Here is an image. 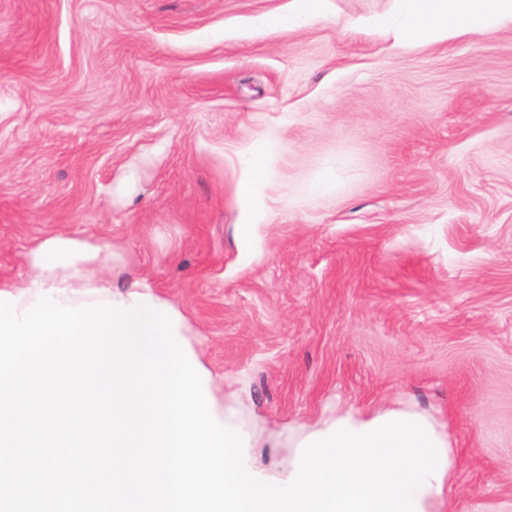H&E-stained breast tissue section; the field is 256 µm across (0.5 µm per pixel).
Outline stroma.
Returning a JSON list of instances; mask_svg holds the SVG:
<instances>
[{
	"mask_svg": "<svg viewBox=\"0 0 512 512\" xmlns=\"http://www.w3.org/2000/svg\"><path fill=\"white\" fill-rule=\"evenodd\" d=\"M0 0V279L42 233L99 240L184 318L216 403L264 435L430 416L453 512H512V27L413 49L394 0ZM273 144L242 248L244 150ZM327 0H292L293 6L284 15H260L252 19V25L259 29L293 31L309 25L319 18Z\"/></svg>",
	"mask_w": 512,
	"mask_h": 512,
	"instance_id": "1",
	"label": "stroma"
}]
</instances>
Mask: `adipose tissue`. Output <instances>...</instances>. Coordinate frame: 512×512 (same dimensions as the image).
<instances>
[{
  "instance_id": "obj_1",
  "label": "adipose tissue",
  "mask_w": 512,
  "mask_h": 512,
  "mask_svg": "<svg viewBox=\"0 0 512 512\" xmlns=\"http://www.w3.org/2000/svg\"><path fill=\"white\" fill-rule=\"evenodd\" d=\"M326 0H292L284 15H260L252 24L259 29L292 31L319 18ZM373 28L392 34L398 47H418L450 41L469 33H490L512 26V0H396L395 10L371 21ZM274 159L272 149L247 150L242 155L248 177L238 189L245 208H253L261 198ZM111 255L97 241L46 233L38 237L28 252L33 277L24 286L0 281V292L18 296L20 307L32 305L38 291L57 289L61 305L77 306L97 300H115L132 305L133 294L148 295L147 280L132 282L128 291L116 293L97 278Z\"/></svg>"
}]
</instances>
